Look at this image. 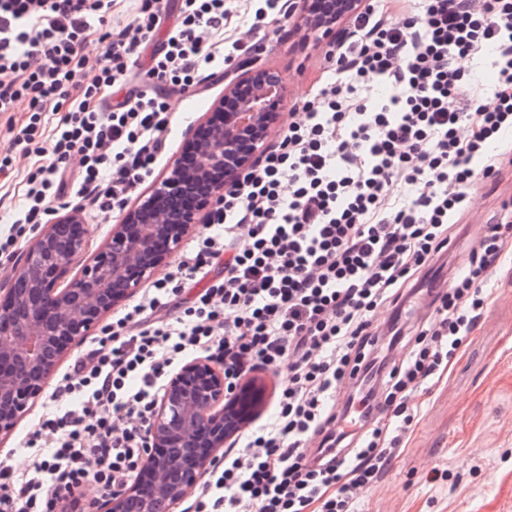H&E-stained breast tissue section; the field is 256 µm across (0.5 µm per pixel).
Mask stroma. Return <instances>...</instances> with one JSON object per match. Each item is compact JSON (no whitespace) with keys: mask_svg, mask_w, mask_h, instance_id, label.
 Here are the masks:
<instances>
[{"mask_svg":"<svg viewBox=\"0 0 512 512\" xmlns=\"http://www.w3.org/2000/svg\"><path fill=\"white\" fill-rule=\"evenodd\" d=\"M255 65L276 71L288 88L284 121L325 80L328 37L298 25L296 18L269 17ZM224 79L205 80L193 99L170 93L174 126L154 176L162 178L179 157L191 125L205 123L224 94ZM0 115V157L10 156V178L0 177V197L20 203L35 155L12 148ZM512 199V164L502 163L496 179L474 186L462 222L467 233L450 250L461 260L493 223L501 201ZM487 318L470 343L462 345L440 380L416 398L418 414L403 439L400 455L386 475L365 489L355 512H512V247L486 283ZM43 408L34 402L14 431L0 440V466L21 473L32 456L18 443L38 423Z\"/></svg>","mask_w":512,"mask_h":512,"instance_id":"35a3bbf8","label":"stroma"}]
</instances>
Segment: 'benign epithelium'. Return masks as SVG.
I'll return each mask as SVG.
<instances>
[{
  "instance_id": "benign-epithelium-1",
  "label": "benign epithelium",
  "mask_w": 512,
  "mask_h": 512,
  "mask_svg": "<svg viewBox=\"0 0 512 512\" xmlns=\"http://www.w3.org/2000/svg\"><path fill=\"white\" fill-rule=\"evenodd\" d=\"M334 2L333 15L315 18L303 11L300 22L316 32L333 28L357 11V0ZM242 83L251 85L252 93L238 102L235 111L225 114L224 125L215 128L205 142L186 140L185 147L196 154L195 169L187 173L174 162L169 174L123 213L110 241L83 265L80 275L68 278L71 266L85 253L88 243L82 236L63 240L67 225L77 223L74 214L46 225L24 251L14 278L8 287L0 289L8 299V306L0 305V433L14 427L63 355L167 262L169 254L155 251L157 238L164 235L177 244L194 224L206 220L223 198L224 189L242 171L258 163L283 116L280 109L268 111L267 102L285 101L286 86L274 71L248 69L224 85V96H233ZM243 137L254 141V150L247 156L237 151ZM216 171L224 172V181L211 186L193 216L186 219L162 214L153 207L154 196L180 183L205 182ZM130 224L137 226L132 236L126 233ZM199 377L204 379L201 387L195 385ZM263 394V387L247 383L238 403L252 412ZM224 397V373L206 362H189L172 376L155 407L147 443L152 449L175 444L187 449L188 456L167 452L146 456L144 467L154 477L151 493L163 495L173 504L182 500L200 471L235 434L241 417L224 405ZM205 434L208 450L199 456L198 439ZM142 494L140 486L130 485L113 493L97 512H134L132 503Z\"/></svg>"
}]
</instances>
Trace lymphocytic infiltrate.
I'll return each mask as SVG.
<instances>
[{
  "instance_id": "lymphocytic-infiltrate-1",
  "label": "lymphocytic infiltrate",
  "mask_w": 512,
  "mask_h": 512,
  "mask_svg": "<svg viewBox=\"0 0 512 512\" xmlns=\"http://www.w3.org/2000/svg\"><path fill=\"white\" fill-rule=\"evenodd\" d=\"M111 3L0 0V112L23 113L7 124L10 143L43 159L23 208L0 228L1 267L59 200L121 211L171 132L167 89L191 93L229 72L281 11L263 0L248 37L228 38L224 0H181L147 71L155 87L133 89L161 0H142L113 32ZM352 22L356 38L327 50L330 78L262 165L240 174L179 264L74 359L19 443L37 461L19 475L0 468V512H82L89 495L149 485L140 460L150 416L167 377L199 352L222 357L230 385L260 368L288 376L269 422L213 461L195 512H353L398 457L412 396L480 326L484 282L512 239L510 200L447 288H424V270L462 230L476 178L497 173L489 142L512 132V0H421L400 21L387 0H364ZM96 31L106 49L91 61L82 48ZM480 52L496 70L485 101L459 96L472 75L454 64ZM374 81L393 94L358 96ZM49 109L60 114L50 133ZM200 275L203 288L187 293ZM423 289L430 311L415 326L376 324L381 306L403 308ZM369 378L360 401L339 399L344 381Z\"/></svg>"
}]
</instances>
